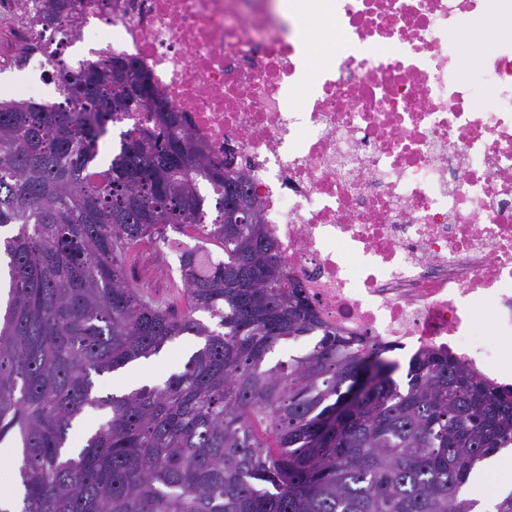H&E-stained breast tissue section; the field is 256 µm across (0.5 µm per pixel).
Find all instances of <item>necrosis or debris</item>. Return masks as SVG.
Here are the masks:
<instances>
[{
  "mask_svg": "<svg viewBox=\"0 0 512 512\" xmlns=\"http://www.w3.org/2000/svg\"><path fill=\"white\" fill-rule=\"evenodd\" d=\"M75 0L58 31L25 0L0 37L26 50L18 97L54 104L52 67L121 55L216 157L233 150L318 319L404 350L445 349L502 386L512 339V39L467 71L471 18L512 19V0ZM483 312L494 341L476 339Z\"/></svg>",
  "mask_w": 512,
  "mask_h": 512,
  "instance_id": "4bbe7bcc",
  "label": "necrosis or debris"
}]
</instances>
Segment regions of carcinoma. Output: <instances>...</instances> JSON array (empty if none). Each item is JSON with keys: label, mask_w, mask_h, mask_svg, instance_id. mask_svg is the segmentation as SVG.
<instances>
[{"label": "carcinoma", "mask_w": 512, "mask_h": 512, "mask_svg": "<svg viewBox=\"0 0 512 512\" xmlns=\"http://www.w3.org/2000/svg\"><path fill=\"white\" fill-rule=\"evenodd\" d=\"M73 8L40 0L37 23L54 28ZM60 75L54 106L0 101V229L12 231L0 239V444L21 448L18 512H475L465 488L512 446V391L434 348L399 384L389 347L318 320L243 175L135 62ZM120 112L146 113L145 125L97 171L103 124ZM238 209L249 223H224ZM171 231L216 257L197 265ZM158 241L178 277L148 299L126 266ZM180 336L200 343L163 385L93 393V376ZM307 336L306 354L267 365L281 341ZM87 411L102 421L72 451Z\"/></svg>", "instance_id": "carcinoma-1"}]
</instances>
